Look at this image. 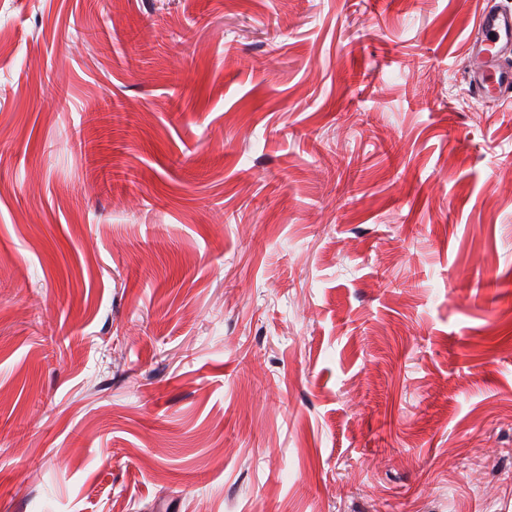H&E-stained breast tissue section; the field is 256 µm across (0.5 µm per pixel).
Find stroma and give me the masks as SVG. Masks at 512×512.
Segmentation results:
<instances>
[{"mask_svg":"<svg viewBox=\"0 0 512 512\" xmlns=\"http://www.w3.org/2000/svg\"><path fill=\"white\" fill-rule=\"evenodd\" d=\"M480 6L0 0V512H512Z\"/></svg>","mask_w":512,"mask_h":512,"instance_id":"1","label":"stroma"}]
</instances>
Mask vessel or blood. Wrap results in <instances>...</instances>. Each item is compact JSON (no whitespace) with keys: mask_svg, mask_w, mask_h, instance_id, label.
Masks as SVG:
<instances>
[{"mask_svg":"<svg viewBox=\"0 0 512 512\" xmlns=\"http://www.w3.org/2000/svg\"><path fill=\"white\" fill-rule=\"evenodd\" d=\"M469 95L512 101V10L483 0L475 30L465 42Z\"/></svg>","mask_w":512,"mask_h":512,"instance_id":"1","label":"vessel or blood"}]
</instances>
